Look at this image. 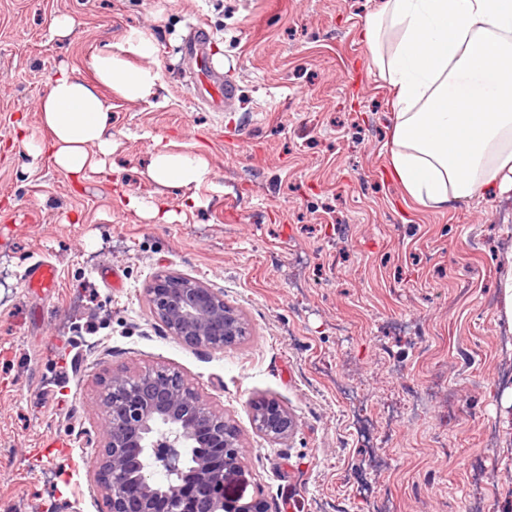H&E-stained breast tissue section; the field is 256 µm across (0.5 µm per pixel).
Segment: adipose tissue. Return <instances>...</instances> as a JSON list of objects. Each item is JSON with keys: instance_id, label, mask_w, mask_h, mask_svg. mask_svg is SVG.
<instances>
[{"instance_id": "adipose-tissue-1", "label": "adipose tissue", "mask_w": 512, "mask_h": 512, "mask_svg": "<svg viewBox=\"0 0 512 512\" xmlns=\"http://www.w3.org/2000/svg\"><path fill=\"white\" fill-rule=\"evenodd\" d=\"M371 61L394 91L390 159L421 206L447 210L490 189L512 190V0H380L363 27ZM96 81L128 101L155 93L158 75L118 53L93 54ZM49 151L74 177L110 178L112 121L104 100L68 69L40 104ZM146 176L167 188L199 186L208 163L156 146Z\"/></svg>"}]
</instances>
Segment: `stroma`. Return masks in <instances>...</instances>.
Segmentation results:
<instances>
[{
    "label": "stroma",
    "mask_w": 512,
    "mask_h": 512,
    "mask_svg": "<svg viewBox=\"0 0 512 512\" xmlns=\"http://www.w3.org/2000/svg\"><path fill=\"white\" fill-rule=\"evenodd\" d=\"M378 2L0 0V512H109L92 471L98 381L160 366L233 420L246 456L227 492L270 512H512V192L443 213L404 194L391 92L361 37ZM60 14L74 20L63 39ZM199 21L237 88L223 112L193 91ZM133 30L154 42L128 55L158 92L102 90L110 180L30 155L58 69L91 80L89 56L127 53ZM158 140L203 155L210 183L149 182ZM40 260L57 288H27ZM161 271L223 290L244 340L194 349L166 334L145 294ZM263 398L294 417L286 439L253 429Z\"/></svg>",
    "instance_id": "stroma-1"
}]
</instances>
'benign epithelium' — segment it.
<instances>
[{
  "label": "benign epithelium",
  "mask_w": 512,
  "mask_h": 512,
  "mask_svg": "<svg viewBox=\"0 0 512 512\" xmlns=\"http://www.w3.org/2000/svg\"><path fill=\"white\" fill-rule=\"evenodd\" d=\"M151 314L168 335L191 348L222 350L248 333L224 291L175 272L147 288ZM101 452L95 480L109 512H269L262 499L225 496L241 469L244 446L236 426L211 407L179 371L110 372L100 380ZM255 430L271 441L295 429L274 400L254 404ZM161 471L164 483L155 480Z\"/></svg>",
  "instance_id": "7a95c632"
}]
</instances>
